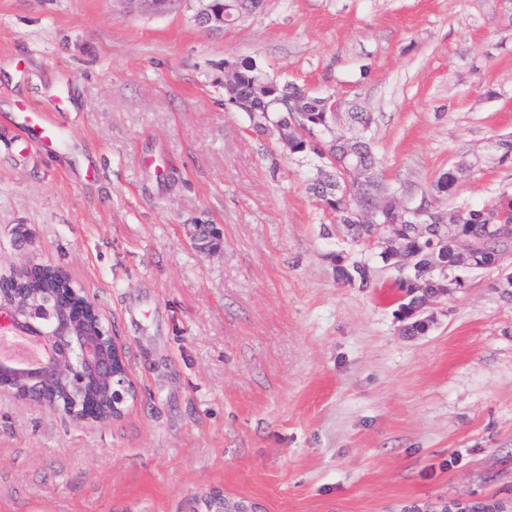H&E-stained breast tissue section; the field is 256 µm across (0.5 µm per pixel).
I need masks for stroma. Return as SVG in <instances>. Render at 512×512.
<instances>
[{
    "label": "stroma",
    "mask_w": 512,
    "mask_h": 512,
    "mask_svg": "<svg viewBox=\"0 0 512 512\" xmlns=\"http://www.w3.org/2000/svg\"><path fill=\"white\" fill-rule=\"evenodd\" d=\"M124 0H0V274H64L117 336L138 397L76 422L0 396V512H512V300L470 274L411 336L337 265L311 161L224 100V66L358 98L390 188L418 205L512 135V0H264L236 24ZM63 134L37 150L21 111ZM512 192L488 165L447 206ZM215 224L204 253L189 230ZM24 247H16L18 229Z\"/></svg>",
    "instance_id": "1"
}]
</instances>
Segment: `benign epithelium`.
<instances>
[{
  "instance_id": "7a95c632",
  "label": "benign epithelium",
  "mask_w": 512,
  "mask_h": 512,
  "mask_svg": "<svg viewBox=\"0 0 512 512\" xmlns=\"http://www.w3.org/2000/svg\"><path fill=\"white\" fill-rule=\"evenodd\" d=\"M200 18L224 26V10L203 5ZM21 267L0 290V335L19 332L40 353L35 362L0 355V393L37 403L76 421L104 423L137 399L133 382L119 373L121 346L80 289L43 288L51 275L33 281Z\"/></svg>"
}]
</instances>
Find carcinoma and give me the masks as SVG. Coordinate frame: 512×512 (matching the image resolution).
<instances>
[{
  "instance_id": "1",
  "label": "carcinoma",
  "mask_w": 512,
  "mask_h": 512,
  "mask_svg": "<svg viewBox=\"0 0 512 512\" xmlns=\"http://www.w3.org/2000/svg\"><path fill=\"white\" fill-rule=\"evenodd\" d=\"M227 3V15L235 21L257 12L263 0ZM233 69L234 78L224 81V100L248 113L255 131L275 138L289 154L317 161V177L309 190L336 225V232L363 246L378 240L383 245L382 258H391L396 265L406 259L411 273L388 284L390 296L405 313L422 308L447 287L439 274L461 263L457 240L468 241L476 265L484 269L498 267L504 257L512 258V227L498 236L488 231L494 223L495 201L450 210L441 206L471 178L472 166L478 162L474 153H464L432 183L422 223L434 227L435 241L425 242L414 234L411 223L397 215L399 198L387 188L373 150L372 113L352 100L350 111L338 116L331 111L332 93L285 82L274 95L268 88L273 79L255 63L237 62ZM492 155L499 166L511 164L512 137L497 139ZM351 156L362 159L361 173L348 169ZM336 277L348 283L357 281L364 288L378 287L370 270L360 264L336 265Z\"/></svg>"
}]
</instances>
